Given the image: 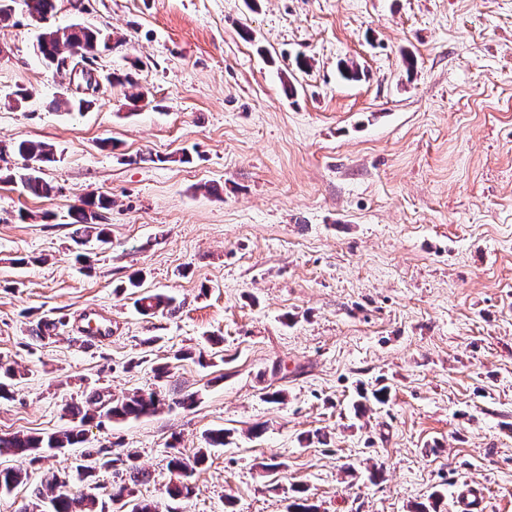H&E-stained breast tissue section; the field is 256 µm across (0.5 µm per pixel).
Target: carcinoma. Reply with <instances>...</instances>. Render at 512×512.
Returning <instances> with one entry per match:
<instances>
[{"instance_id": "carcinoma-1", "label": "carcinoma", "mask_w": 512, "mask_h": 512, "mask_svg": "<svg viewBox=\"0 0 512 512\" xmlns=\"http://www.w3.org/2000/svg\"><path fill=\"white\" fill-rule=\"evenodd\" d=\"M57 0H21L28 18L34 22L40 32L36 47L45 64L57 71L69 67H87L97 55L112 49L111 34L102 29H92L72 24L59 28L50 23L56 13ZM11 156L23 160V166L7 170L6 178L19 181L30 194L48 197L54 187L42 177L43 167L56 162L54 145L41 141L23 139L11 144L0 143V161ZM112 208V199L104 195H88L70 210L71 223L86 228L99 227L95 239L107 242L105 223L107 214ZM134 306L143 315L153 316L157 313L174 314L177 307L174 299L161 293L141 294ZM56 328V320L41 317L28 326L30 337L36 342L51 338V331ZM161 404L160 393L135 392L121 400H112L102 392L93 393L85 402H70L65 411L71 416L74 425L64 433L57 435L32 436L15 434L8 437L0 436V456H12L22 462H33L37 456L58 448L82 445L86 442L84 426L95 421L102 425L100 419H128L149 415L158 410ZM85 463L77 466L78 474L84 478H92L100 469H108L121 463L126 466L130 482L136 484L146 477V473L134 465L131 458H108L105 448H91L84 454ZM205 460L204 449H199L193 460L174 455L169 460V468L174 472L189 470L191 465ZM23 482V469L20 466L0 468V491L10 492ZM40 504H49L50 510L37 512H108L106 502L117 506L115 512H157V507L134 498L132 488L122 482L112 487L108 501L95 499L81 493L66 490V483L51 476L34 490Z\"/></svg>"}]
</instances>
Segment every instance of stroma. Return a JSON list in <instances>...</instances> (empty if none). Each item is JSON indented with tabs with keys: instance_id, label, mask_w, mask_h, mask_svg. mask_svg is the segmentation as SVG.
Listing matches in <instances>:
<instances>
[{
	"instance_id": "stroma-1",
	"label": "stroma",
	"mask_w": 512,
	"mask_h": 512,
	"mask_svg": "<svg viewBox=\"0 0 512 512\" xmlns=\"http://www.w3.org/2000/svg\"><path fill=\"white\" fill-rule=\"evenodd\" d=\"M82 3L58 0L54 25L123 43L80 112L24 12L0 24V141L58 151L51 196L0 181V364L17 373L0 435L160 387L157 413L88 438L135 454L134 496L162 510L173 451L221 428L179 512H457L466 484L512 512V0ZM134 59V86L109 82ZM91 194L112 209L85 272L69 211ZM135 271L176 314L134 309ZM41 316L58 326L39 344ZM84 318L110 337L77 335ZM82 452L29 465L0 512L48 474L81 491Z\"/></svg>"
}]
</instances>
